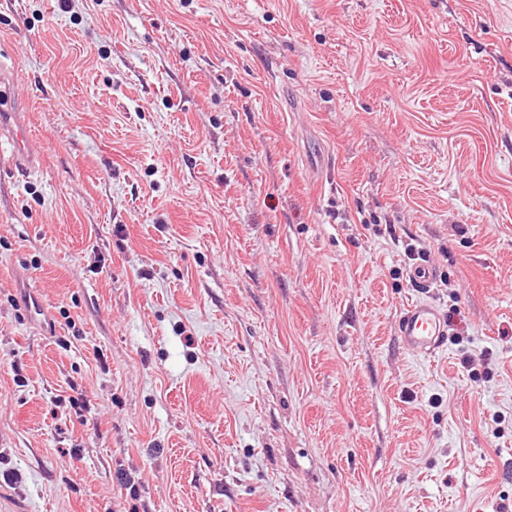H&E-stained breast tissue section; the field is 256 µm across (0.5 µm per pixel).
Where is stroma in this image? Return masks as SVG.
Returning a JSON list of instances; mask_svg holds the SVG:
<instances>
[{"label":"stroma","mask_w":512,"mask_h":512,"mask_svg":"<svg viewBox=\"0 0 512 512\" xmlns=\"http://www.w3.org/2000/svg\"><path fill=\"white\" fill-rule=\"evenodd\" d=\"M0 67V512H512V0H0ZM26 106L14 93L12 76L0 75V139L10 143L12 161L23 169L36 167L38 155L31 149ZM436 276L437 271L428 261L416 263L408 270L410 283L421 295L429 293L430 288L433 287ZM448 324L438 307L423 296L402 312L398 321V336L403 346L419 355L440 351L447 339Z\"/></svg>","instance_id":"1"}]
</instances>
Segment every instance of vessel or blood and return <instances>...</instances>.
<instances>
[{
  "label": "vessel or blood",
  "instance_id": "1",
  "mask_svg": "<svg viewBox=\"0 0 512 512\" xmlns=\"http://www.w3.org/2000/svg\"><path fill=\"white\" fill-rule=\"evenodd\" d=\"M0 139L10 143L16 166L35 168L38 156L30 147L27 109L16 97L13 79L7 74L0 75ZM436 276V270L426 261L409 268L408 278L419 297L408 305L398 321V334L403 346L424 356L440 351L448 335L444 315L427 298Z\"/></svg>",
  "mask_w": 512,
  "mask_h": 512
}]
</instances>
